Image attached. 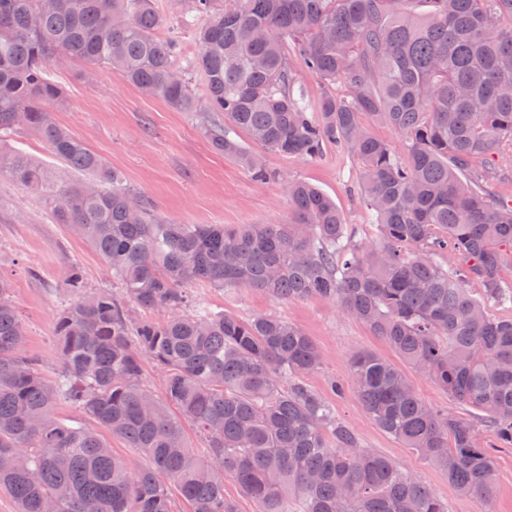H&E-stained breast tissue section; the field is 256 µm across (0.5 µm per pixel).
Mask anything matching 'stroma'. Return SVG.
Wrapping results in <instances>:
<instances>
[{"label":"stroma","instance_id":"1","mask_svg":"<svg viewBox=\"0 0 512 512\" xmlns=\"http://www.w3.org/2000/svg\"><path fill=\"white\" fill-rule=\"evenodd\" d=\"M165 18L157 34L179 45L178 63L196 95L202 79L190 69L197 54L196 31L204 23L192 0H155ZM51 77L64 91L56 121L84 141L118 171L134 191L149 198L158 213L178 224H284L291 211L286 183L308 182L344 212L356 242L374 240L371 213L359 201L362 165L350 152L329 146L313 159L265 152L273 178L258 180L233 157L215 150L192 112L171 108L101 66L87 71L83 62L60 60ZM78 263L88 290L108 289L112 276L101 257L79 236L55 223L51 205L0 172V276L8 278L27 331V349L49 370L60 364L55 336L56 313L66 294L62 279L69 263ZM195 304L243 318L277 314L300 326L315 342L320 370L310 386L326 394L337 416L357 431L366 448L421 478L447 503L448 512H476V502L460 495L448 476L420 454L382 432L366 416L350 386V361L368 351L385 358L393 352L379 337L336 305L319 299L282 302L247 289L224 292L192 285ZM343 386L329 392L330 380Z\"/></svg>","mask_w":512,"mask_h":512}]
</instances>
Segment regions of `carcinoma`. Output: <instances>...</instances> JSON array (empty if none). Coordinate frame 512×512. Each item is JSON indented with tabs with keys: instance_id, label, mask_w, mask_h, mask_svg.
<instances>
[{
	"instance_id": "carcinoma-1",
	"label": "carcinoma",
	"mask_w": 512,
	"mask_h": 512,
	"mask_svg": "<svg viewBox=\"0 0 512 512\" xmlns=\"http://www.w3.org/2000/svg\"><path fill=\"white\" fill-rule=\"evenodd\" d=\"M0 0V171L36 190L100 255L116 288L89 292L70 263L47 378L27 355L26 324L0 277V493L17 512H237L233 479L257 512H448L435 492L363 447L307 383L319 352L276 314L242 319L191 302L185 285L248 288L278 301L319 298L384 339L398 359L484 414L471 422L424 401L394 362L361 351L351 383L372 422L448 474L477 512H494V441L512 448V200L492 202L497 172L474 160L512 152V0H194L207 18L193 68L204 133L255 178L264 150L314 158L327 145L363 164L361 199L377 238L357 243L343 211L318 188L287 182L286 224H176L56 122L49 78L61 58L112 68L143 94L191 112L177 43L156 35L153 0ZM323 85L318 111L296 97L288 56ZM341 83L347 93L333 91ZM391 127L403 151L371 136ZM35 132L64 166L49 173L5 136ZM478 283L474 296L468 284ZM148 359L161 370L143 377ZM69 404L91 421L55 413ZM205 454L189 446L183 424ZM149 461L136 469L100 431Z\"/></svg>"
}]
</instances>
